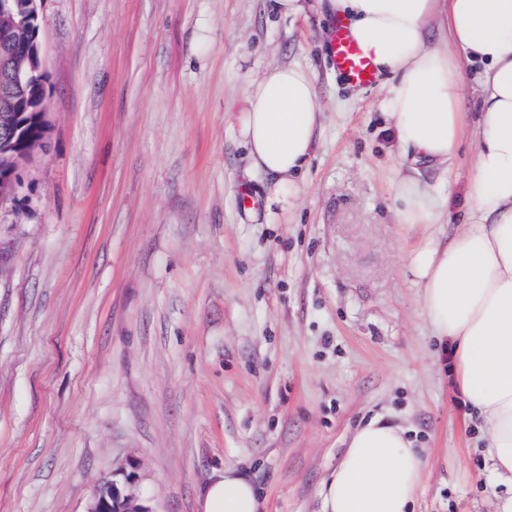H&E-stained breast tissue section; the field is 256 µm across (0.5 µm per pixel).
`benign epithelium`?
I'll return each instance as SVG.
<instances>
[{
	"label": "benign epithelium",
	"mask_w": 512,
	"mask_h": 512,
	"mask_svg": "<svg viewBox=\"0 0 512 512\" xmlns=\"http://www.w3.org/2000/svg\"><path fill=\"white\" fill-rule=\"evenodd\" d=\"M0 0V199L14 194L16 171L40 148L48 130L45 72L41 46L24 35V19ZM40 115L42 131L23 133L24 116ZM86 512H152L138 495L134 477L125 469L112 471L93 490Z\"/></svg>",
	"instance_id": "7a95c632"
}]
</instances>
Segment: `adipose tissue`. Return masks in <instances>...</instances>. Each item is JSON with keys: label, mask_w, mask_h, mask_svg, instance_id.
<instances>
[{"label": "adipose tissue", "mask_w": 512, "mask_h": 512, "mask_svg": "<svg viewBox=\"0 0 512 512\" xmlns=\"http://www.w3.org/2000/svg\"><path fill=\"white\" fill-rule=\"evenodd\" d=\"M294 19L316 10L346 18L371 57L381 103L402 162L441 167L468 133L459 109L455 53L479 66L477 149L467 181L468 208L446 241L425 237L411 254L419 302L433 336L453 345L455 382L486 430L490 472L512 487V0H273ZM444 17L451 48L428 43V25ZM321 110L312 71L275 66L252 81L241 109L240 134L253 168L274 179L268 203L293 207L297 180L316 146ZM401 223L434 224L439 187L401 180ZM424 459L407 431L377 421L351 436L322 489L323 512H409ZM248 477L228 467L203 492L201 512H261Z\"/></svg>", "instance_id": "1"}]
</instances>
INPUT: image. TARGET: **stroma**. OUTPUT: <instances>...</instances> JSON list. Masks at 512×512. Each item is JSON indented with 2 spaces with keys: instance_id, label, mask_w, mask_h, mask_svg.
Listing matches in <instances>:
<instances>
[{
  "instance_id": "35a3bbf8",
  "label": "stroma",
  "mask_w": 512,
  "mask_h": 512,
  "mask_svg": "<svg viewBox=\"0 0 512 512\" xmlns=\"http://www.w3.org/2000/svg\"><path fill=\"white\" fill-rule=\"evenodd\" d=\"M49 132L0 203V512H85L126 467L152 512L247 475L263 512H321L378 419L426 459L414 512H497L452 358L409 256L450 234L474 151L436 168L444 221L400 223L380 110L329 54L328 19L271 0H43ZM315 75L321 127L292 208L267 206L238 116L275 65Z\"/></svg>"
}]
</instances>
